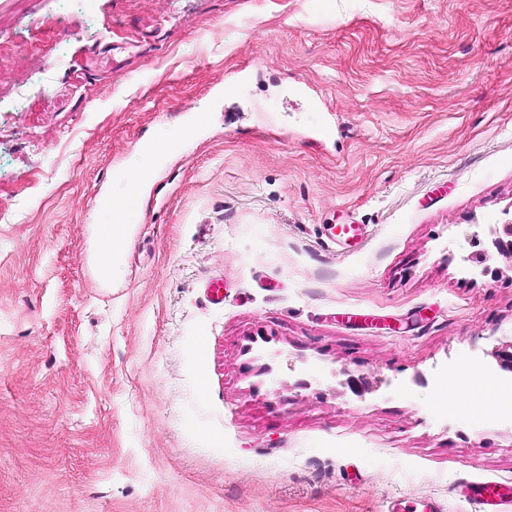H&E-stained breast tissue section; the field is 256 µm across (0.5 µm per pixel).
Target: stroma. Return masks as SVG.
<instances>
[{"mask_svg": "<svg viewBox=\"0 0 512 512\" xmlns=\"http://www.w3.org/2000/svg\"><path fill=\"white\" fill-rule=\"evenodd\" d=\"M0 40V512L512 481V272L463 262L512 221V0H0ZM327 231L331 238L349 246L360 245L365 237L363 227L360 224H332L327 228Z\"/></svg>", "mask_w": 512, "mask_h": 512, "instance_id": "stroma-1", "label": "stroma"}]
</instances>
